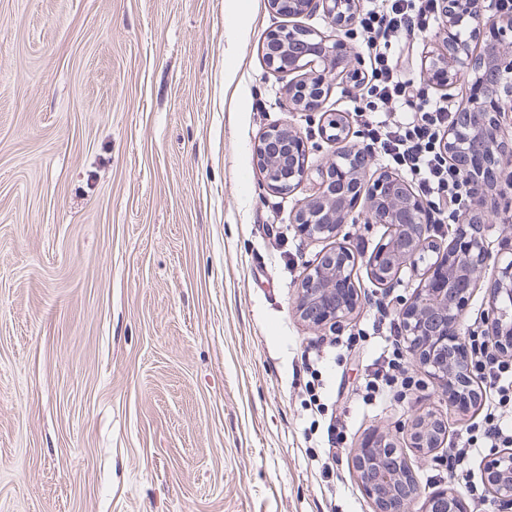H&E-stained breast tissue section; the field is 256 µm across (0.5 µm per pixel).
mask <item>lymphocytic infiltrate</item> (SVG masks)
Listing matches in <instances>:
<instances>
[{"label": "lymphocytic infiltrate", "mask_w": 512, "mask_h": 512, "mask_svg": "<svg viewBox=\"0 0 512 512\" xmlns=\"http://www.w3.org/2000/svg\"><path fill=\"white\" fill-rule=\"evenodd\" d=\"M440 15L439 0H377L358 14L357 30L369 54V69L359 84L362 104L354 112L364 139L411 181L434 213L438 228L457 218L476 187L464 181L442 149L455 112L444 101L432 99L428 89L412 88L398 64L402 51L413 46L418 33L431 28ZM468 346L474 376L495 388L498 400L476 432L461 447L449 449L452 471L479 443L512 447V425L503 415L504 408L512 407V359L489 353L482 335L476 333L470 335ZM419 387V379L404 374L399 357L387 356L373 362L363 399L369 402L391 392L403 395Z\"/></svg>", "instance_id": "1"}]
</instances>
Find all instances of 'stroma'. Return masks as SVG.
I'll return each instance as SVG.
<instances>
[{"mask_svg":"<svg viewBox=\"0 0 512 512\" xmlns=\"http://www.w3.org/2000/svg\"><path fill=\"white\" fill-rule=\"evenodd\" d=\"M287 22L267 0H0V512H374L353 460L376 432L406 448L413 512L446 489L498 512L490 446L448 471L483 407L421 369L363 402L384 340L333 343L418 291L366 267L386 226L341 228L361 304L339 330L296 312L331 246L293 222L317 185L271 190L255 147L289 123L310 168L331 152L265 64ZM429 413L446 444L421 456L405 427Z\"/></svg>","mask_w":512,"mask_h":512,"instance_id":"stroma-1","label":"stroma"}]
</instances>
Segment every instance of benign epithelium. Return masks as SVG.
Listing matches in <instances>:
<instances>
[{
  "mask_svg": "<svg viewBox=\"0 0 512 512\" xmlns=\"http://www.w3.org/2000/svg\"><path fill=\"white\" fill-rule=\"evenodd\" d=\"M448 26L444 49L430 52L422 62L427 82L446 87L467 85V98L444 139L450 162L479 187L471 195L448 247L433 242L425 203L406 178L385 171L368 178L375 151L347 144V120L324 109L332 64L338 75L355 79L360 57L341 37L329 38L305 25L291 24L270 31L265 59L274 72L297 73L289 95L297 112L322 113L321 134L334 147L326 165L308 167L300 132L289 124L269 127L259 139L258 160L267 185L293 192L316 178L317 192L300 202L294 223L317 239L333 240L317 265L304 274L295 309L317 329L336 328L359 305L353 278L358 262L339 241L350 213L363 205L367 224L390 229L387 241L365 260L372 278L382 286L398 281L405 265H424L422 284L398 312L401 338L413 362L438 380L448 398L464 412L481 403L483 389L469 364L464 318L469 301L484 291L487 302L485 347L512 357V259L493 253L485 244V217L497 210L498 187H512V139L502 135V119L512 112V16L496 13L494 0H441ZM270 7L290 18L320 12L338 31H349L360 0H269ZM480 38L479 51L471 41ZM492 273H487V270ZM447 432L443 420L420 417L407 426L410 447L425 455L440 447ZM362 488L375 512H412L420 487L412 476L403 449L388 436L365 440L355 455ZM482 475L490 493L512 506V449L488 457ZM426 512H466L461 495L444 491L433 496Z\"/></svg>",
  "mask_w": 512,
  "mask_h": 512,
  "instance_id": "benign-epithelium-1",
  "label": "benign epithelium"
}]
</instances>
